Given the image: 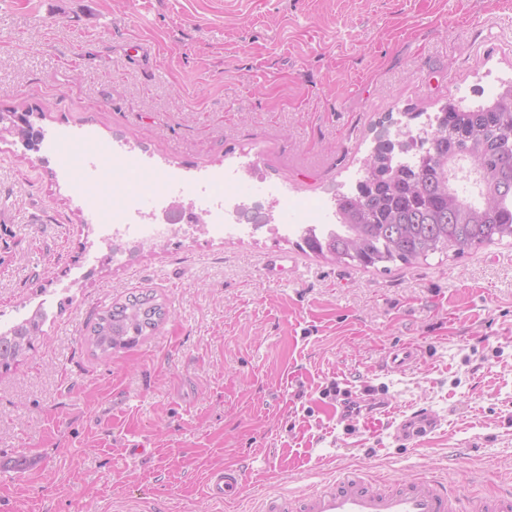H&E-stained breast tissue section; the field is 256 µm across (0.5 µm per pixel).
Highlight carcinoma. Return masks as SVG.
Masks as SVG:
<instances>
[{
  "label": "carcinoma",
  "instance_id": "1",
  "mask_svg": "<svg viewBox=\"0 0 512 512\" xmlns=\"http://www.w3.org/2000/svg\"><path fill=\"white\" fill-rule=\"evenodd\" d=\"M429 141L407 152L411 164L395 160L394 143L379 146L381 165L367 167L355 191L336 199V228L323 236L310 228L300 246L369 268L412 265L437 251L461 257L512 239V84L485 105L448 109ZM165 316L154 297L135 296L99 313L89 341L107 354L149 335ZM44 323L37 310L0 328L1 371L34 347Z\"/></svg>",
  "mask_w": 512,
  "mask_h": 512
}]
</instances>
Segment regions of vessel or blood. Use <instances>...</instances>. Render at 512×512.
I'll list each match as a JSON object with an SVG mask.
<instances>
[{"instance_id":"obj_1","label":"vessel or blood","mask_w":512,"mask_h":512,"mask_svg":"<svg viewBox=\"0 0 512 512\" xmlns=\"http://www.w3.org/2000/svg\"><path fill=\"white\" fill-rule=\"evenodd\" d=\"M433 428V418L420 413L397 424L395 435L412 441L427 436ZM241 490L236 468L227 466L208 475L206 494L214 501L235 499ZM261 512H461V500L427 476L386 486L367 481L362 474L347 472L332 484L304 496L267 493Z\"/></svg>"}]
</instances>
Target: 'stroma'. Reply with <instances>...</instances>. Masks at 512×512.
Wrapping results in <instances>:
<instances>
[{"instance_id": "stroma-1", "label": "stroma", "mask_w": 512, "mask_h": 512, "mask_svg": "<svg viewBox=\"0 0 512 512\" xmlns=\"http://www.w3.org/2000/svg\"><path fill=\"white\" fill-rule=\"evenodd\" d=\"M511 83L512 0H0V112L38 134L0 140V322L46 314L0 374V512H260L351 470L512 491V243L364 269L302 252L275 230L285 203L250 193L271 222L247 237L100 240L168 173L235 167L317 211L378 141ZM60 132L69 154L47 152ZM84 151L135 161L101 171L97 206L67 174ZM141 292L165 319L95 351V315ZM405 344L416 359L384 370ZM361 392L381 408L341 418ZM417 411L435 434L396 438ZM225 466L243 492L219 505ZM240 470L226 466L224 469L209 473L206 483V494L216 502L235 499L242 490Z\"/></svg>"}]
</instances>
